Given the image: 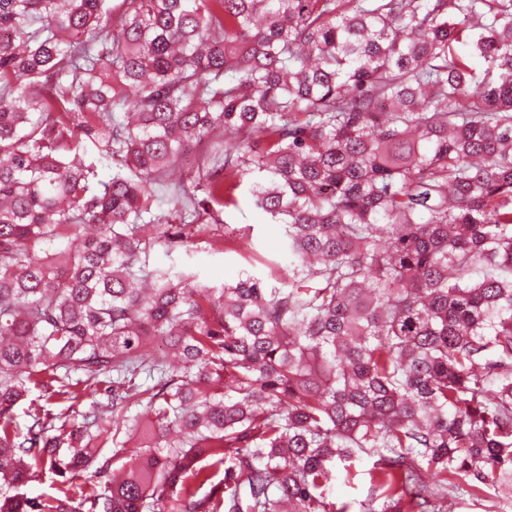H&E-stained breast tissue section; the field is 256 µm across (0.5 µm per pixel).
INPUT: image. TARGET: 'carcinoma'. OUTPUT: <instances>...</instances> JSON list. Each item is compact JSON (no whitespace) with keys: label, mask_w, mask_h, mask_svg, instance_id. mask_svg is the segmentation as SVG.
<instances>
[{"label":"carcinoma","mask_w":512,"mask_h":512,"mask_svg":"<svg viewBox=\"0 0 512 512\" xmlns=\"http://www.w3.org/2000/svg\"><path fill=\"white\" fill-rule=\"evenodd\" d=\"M3 32L0 512H347L362 454L381 512L512 492V0H0ZM240 188L280 277L149 264ZM34 388L67 407L20 433ZM47 467L82 504L22 492ZM378 457L363 455L356 461L355 467L348 480L341 475L332 486L330 499L339 508L344 504H350L352 512H359V504L367 503L372 498V486L370 482V471L373 469Z\"/></svg>","instance_id":"1"}]
</instances>
